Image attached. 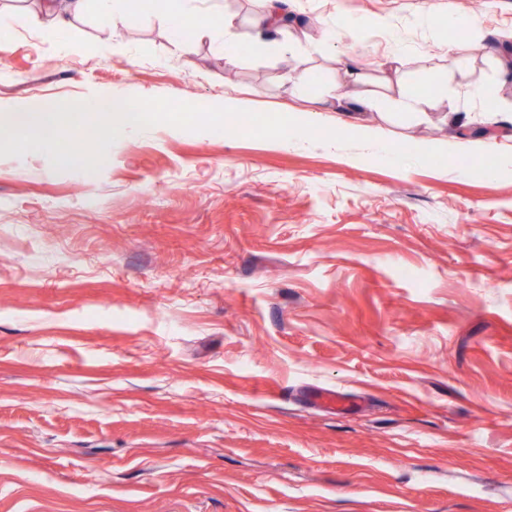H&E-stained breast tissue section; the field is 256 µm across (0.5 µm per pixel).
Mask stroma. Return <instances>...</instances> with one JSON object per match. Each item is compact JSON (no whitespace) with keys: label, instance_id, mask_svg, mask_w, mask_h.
<instances>
[{"label":"stroma","instance_id":"obj_1","mask_svg":"<svg viewBox=\"0 0 512 512\" xmlns=\"http://www.w3.org/2000/svg\"><path fill=\"white\" fill-rule=\"evenodd\" d=\"M298 6L318 35L262 44L253 0H188L238 25L184 55L151 14L49 41L0 0V109L232 100L333 130L351 96L436 98L363 111L364 144L159 124L95 173L0 157V512H512V126L492 151L440 121L512 113V0ZM307 400L311 405L323 408L351 407L356 405L355 402L329 389L312 390L307 394Z\"/></svg>","mask_w":512,"mask_h":512}]
</instances>
